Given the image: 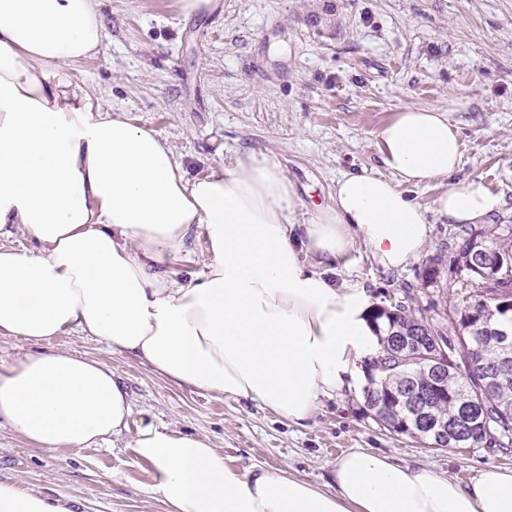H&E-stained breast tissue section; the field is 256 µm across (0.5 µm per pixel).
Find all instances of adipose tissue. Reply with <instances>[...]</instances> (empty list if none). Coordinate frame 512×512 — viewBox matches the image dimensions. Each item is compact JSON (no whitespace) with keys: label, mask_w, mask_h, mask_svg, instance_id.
Wrapping results in <instances>:
<instances>
[{"label":"adipose tissue","mask_w":512,"mask_h":512,"mask_svg":"<svg viewBox=\"0 0 512 512\" xmlns=\"http://www.w3.org/2000/svg\"><path fill=\"white\" fill-rule=\"evenodd\" d=\"M105 37L96 0H0V333L91 336L173 382L302 424L378 350L370 295L336 284L332 264L358 239L386 270L418 258L430 229L409 189L445 184L434 206L452 224L499 211L501 196L454 181L462 143L441 107L396 112L376 134L387 175L344 176L302 224L271 158L248 153L187 179L168 142L63 75ZM17 225L32 248L6 246ZM197 227L205 272L182 284L152 272ZM131 414L103 361L50 349L0 366V422L47 450L109 441ZM130 448L168 512H512V470L495 466L464 486L355 449L325 489L281 468L231 466L207 439L152 425ZM0 512L74 510L2 481Z\"/></svg>","instance_id":"ef3b65f1"}]
</instances>
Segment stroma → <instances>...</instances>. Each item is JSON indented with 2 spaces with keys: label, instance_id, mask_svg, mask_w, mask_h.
Returning a JSON list of instances; mask_svg holds the SVG:
<instances>
[{
  "label": "stroma",
  "instance_id": "stroma-1",
  "mask_svg": "<svg viewBox=\"0 0 512 512\" xmlns=\"http://www.w3.org/2000/svg\"><path fill=\"white\" fill-rule=\"evenodd\" d=\"M99 3L108 37L67 77L166 139L187 178L233 165L246 152L265 155L294 184L308 218L331 203L343 176L384 172L376 133L402 106H439L464 144L455 180L479 181L503 199L480 228L512 224V0H217L213 12L192 16L176 0ZM443 189L435 182L410 192L431 223L417 259L383 269L358 239L340 271L374 304H403L442 328L451 276L426 287L421 274L430 259L452 255L466 230L433 213ZM206 258L198 229L155 269L185 283ZM46 349L104 361L132 399L129 429L109 446L49 452L0 426V481L74 500L75 512H165L151 492L150 467L128 447L147 424L205 437L235 467H281L321 485L353 448L430 467L464 486L485 466L512 470V431L500 445L464 449L389 432L365 406L361 374L294 425L257 403L166 380L73 332L40 343L0 335V364Z\"/></svg>",
  "mask_w": 512,
  "mask_h": 512
}]
</instances>
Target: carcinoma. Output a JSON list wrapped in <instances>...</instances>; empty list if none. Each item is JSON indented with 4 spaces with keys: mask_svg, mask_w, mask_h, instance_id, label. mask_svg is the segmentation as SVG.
I'll return each instance as SVG.
<instances>
[{
    "mask_svg": "<svg viewBox=\"0 0 512 512\" xmlns=\"http://www.w3.org/2000/svg\"><path fill=\"white\" fill-rule=\"evenodd\" d=\"M484 251L502 263H477L476 256ZM448 272L455 275L448 321L456 333L458 361H448L444 388H434L438 380L417 348L421 343L429 353L436 339L448 344L443 332L413 317L402 304L376 306L371 319L380 349L365 364V404L381 420L393 419V432L429 445H495L497 430H512V228L505 238L492 230L468 233L450 257ZM405 390L428 396L421 420L454 421L460 431L445 436L420 424L408 403L399 414L388 415L393 402L384 408L373 402Z\"/></svg>",
    "mask_w": 512,
    "mask_h": 512,
    "instance_id": "carcinoma-1",
    "label": "carcinoma"
}]
</instances>
